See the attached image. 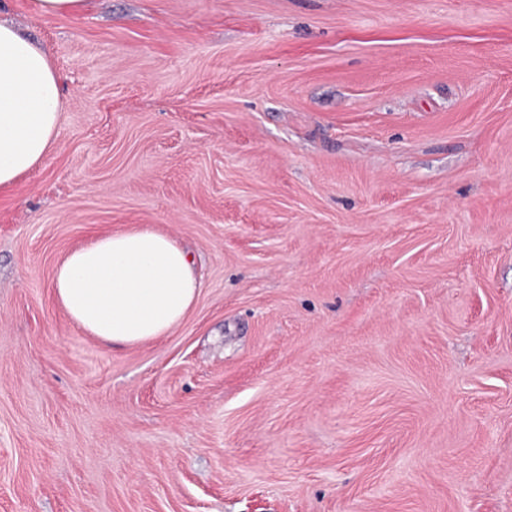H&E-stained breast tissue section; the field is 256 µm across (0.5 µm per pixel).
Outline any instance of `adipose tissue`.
I'll list each match as a JSON object with an SVG mask.
<instances>
[{"instance_id":"obj_1","label":"adipose tissue","mask_w":512,"mask_h":512,"mask_svg":"<svg viewBox=\"0 0 512 512\" xmlns=\"http://www.w3.org/2000/svg\"><path fill=\"white\" fill-rule=\"evenodd\" d=\"M61 87L46 52L0 20V189L41 166L60 136ZM201 284L190 256L149 228L107 233L57 266L53 294L83 332L139 345L168 335Z\"/></svg>"}]
</instances>
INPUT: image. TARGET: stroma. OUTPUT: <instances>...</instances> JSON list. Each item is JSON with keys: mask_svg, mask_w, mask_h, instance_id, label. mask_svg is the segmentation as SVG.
<instances>
[{"mask_svg": "<svg viewBox=\"0 0 512 512\" xmlns=\"http://www.w3.org/2000/svg\"><path fill=\"white\" fill-rule=\"evenodd\" d=\"M62 87L0 192V512H512V0H0ZM200 294L116 347L56 267ZM87 0H31L34 12L41 16H77L86 6ZM191 257L150 228L107 233L57 266L53 294L83 332L128 346L168 335L201 284Z\"/></svg>", "mask_w": 512, "mask_h": 512, "instance_id": "stroma-1", "label": "stroma"}]
</instances>
